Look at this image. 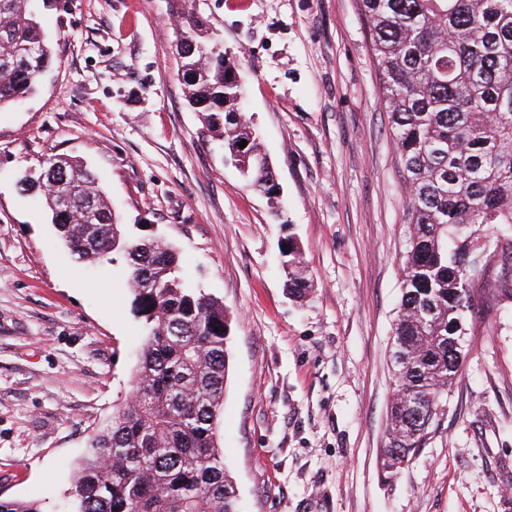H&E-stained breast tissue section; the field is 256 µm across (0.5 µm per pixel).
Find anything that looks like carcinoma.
<instances>
[{
	"mask_svg": "<svg viewBox=\"0 0 512 512\" xmlns=\"http://www.w3.org/2000/svg\"><path fill=\"white\" fill-rule=\"evenodd\" d=\"M402 169L406 251L393 330L394 389L381 471L396 477L447 414L471 351L467 323L488 264L484 227L512 226V0H359ZM50 0H0V109L33 94L52 62L39 7ZM178 78L205 113L225 153L251 161L243 177L279 216V184L239 104L237 71L196 10L173 0ZM247 141L244 148L239 143ZM69 186L61 207L51 167ZM34 193L78 264L120 253L142 346L132 399L91 438L65 512H240L219 447L228 374L224 303L177 275L175 247L148 224L119 223L94 173L52 156L19 180ZM95 221L88 224L85 211ZM288 292L306 296L295 239L286 237ZM494 297L512 299V237L499 240ZM0 512H45L41 503L0 498Z\"/></svg>",
	"mask_w": 512,
	"mask_h": 512,
	"instance_id": "cac0c4a2",
	"label": "carcinoma"
}]
</instances>
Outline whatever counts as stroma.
Listing matches in <instances>:
<instances>
[{"instance_id": "35a3bbf8", "label": "stroma", "mask_w": 512, "mask_h": 512, "mask_svg": "<svg viewBox=\"0 0 512 512\" xmlns=\"http://www.w3.org/2000/svg\"><path fill=\"white\" fill-rule=\"evenodd\" d=\"M237 58L282 214L248 187L177 78L168 0H56L55 60L0 110V497L59 512L93 429L129 394L141 336L126 265L82 267L18 179L81 160L125 224L173 241L224 303L221 446L242 512H512V300L481 301L439 431L379 468L406 211L359 0H196ZM295 237L312 288L289 297Z\"/></svg>"}]
</instances>
